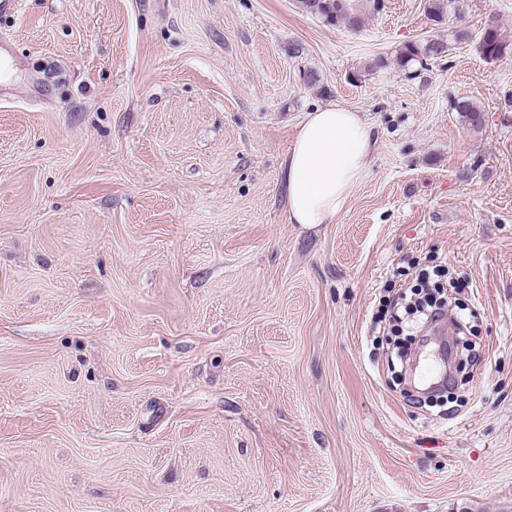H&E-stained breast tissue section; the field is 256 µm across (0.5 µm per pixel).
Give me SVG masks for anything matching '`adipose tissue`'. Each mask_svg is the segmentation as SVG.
Returning a JSON list of instances; mask_svg holds the SVG:
<instances>
[{
  "instance_id": "adipose-tissue-1",
  "label": "adipose tissue",
  "mask_w": 512,
  "mask_h": 512,
  "mask_svg": "<svg viewBox=\"0 0 512 512\" xmlns=\"http://www.w3.org/2000/svg\"><path fill=\"white\" fill-rule=\"evenodd\" d=\"M375 141L361 113L342 104L308 112L281 163L289 223H335L370 168Z\"/></svg>"
}]
</instances>
